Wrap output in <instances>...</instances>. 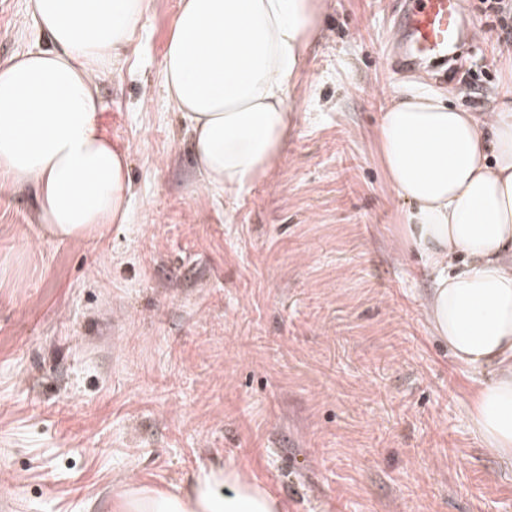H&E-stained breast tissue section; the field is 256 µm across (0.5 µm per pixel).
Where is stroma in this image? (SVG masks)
I'll use <instances>...</instances> for the list:
<instances>
[{
    "label": "stroma",
    "instance_id": "1",
    "mask_svg": "<svg viewBox=\"0 0 512 512\" xmlns=\"http://www.w3.org/2000/svg\"><path fill=\"white\" fill-rule=\"evenodd\" d=\"M393 0H322L295 126L236 200L203 189L160 63L180 0H153L99 78L130 158L129 220L44 235L0 182V512H112L123 486L184 487L226 461L288 512H512V467L475 436L472 376L431 334L429 272L398 244L376 128L402 93L492 111L512 82L494 30L443 84L391 75ZM47 42L0 0V65Z\"/></svg>",
    "mask_w": 512,
    "mask_h": 512
}]
</instances>
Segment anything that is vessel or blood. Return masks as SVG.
Here are the masks:
<instances>
[{"label": "vessel or blood", "instance_id": "b4317fda", "mask_svg": "<svg viewBox=\"0 0 512 512\" xmlns=\"http://www.w3.org/2000/svg\"><path fill=\"white\" fill-rule=\"evenodd\" d=\"M392 48L394 70H410L424 62L438 64L437 76L458 74L468 40L463 31L460 0H395Z\"/></svg>", "mask_w": 512, "mask_h": 512}]
</instances>
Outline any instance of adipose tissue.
Listing matches in <instances>:
<instances>
[{"instance_id": "1", "label": "adipose tissue", "mask_w": 512, "mask_h": 512, "mask_svg": "<svg viewBox=\"0 0 512 512\" xmlns=\"http://www.w3.org/2000/svg\"><path fill=\"white\" fill-rule=\"evenodd\" d=\"M48 40L0 66V179L28 187L46 234L90 237L129 216V160L101 130L96 79L144 27L151 0H28ZM321 0H182L162 61L202 184L229 196L282 153ZM392 191L409 208L399 243L432 277L431 332L475 374V435L512 465V93L483 120L429 94L383 112L376 130ZM112 512H285L234 462L172 493L119 488Z\"/></svg>"}]
</instances>
